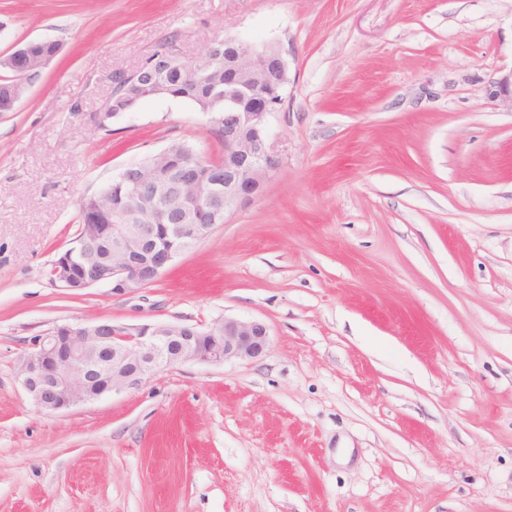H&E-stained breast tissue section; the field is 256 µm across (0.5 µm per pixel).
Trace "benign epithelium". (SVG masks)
<instances>
[{
	"label": "benign epithelium",
	"instance_id": "7a95c632",
	"mask_svg": "<svg viewBox=\"0 0 512 512\" xmlns=\"http://www.w3.org/2000/svg\"><path fill=\"white\" fill-rule=\"evenodd\" d=\"M227 56L224 79L244 95L224 94V112L213 121L224 124V163H205L191 149L167 146L159 156L185 161L183 174L169 185H148L130 164L95 191L105 198L115 188L125 190L133 205L110 224L81 225L75 244L61 252L51 266L52 283L70 293L107 285L124 295L154 283L175 260L206 240L223 223L226 213L260 194L277 167L269 138L268 118L288 85V62L280 48L260 47L240 38L206 43L193 57L175 53L174 67L197 76L208 75L213 61ZM51 59L30 56L23 45L0 56L1 78L16 108L33 86L30 70H43ZM492 98L512 112V70L496 82ZM192 196L179 216L170 200L185 184ZM269 346L267 326L257 320L226 319L206 330L190 324L115 326L110 321L87 325L60 324L38 338L20 360L19 376L34 403L58 412L104 395L137 389L156 373L177 364H222L231 359L257 360Z\"/></svg>",
	"mask_w": 512,
	"mask_h": 512
}]
</instances>
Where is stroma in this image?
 Wrapping results in <instances>:
<instances>
[{
    "label": "stroma",
    "instance_id": "obj_1",
    "mask_svg": "<svg viewBox=\"0 0 512 512\" xmlns=\"http://www.w3.org/2000/svg\"><path fill=\"white\" fill-rule=\"evenodd\" d=\"M227 37L288 61L262 193L148 287H55L83 195L224 154L187 101L99 129L113 73ZM35 40L60 52L0 112V512H512V0H0V54ZM225 318L262 359L61 412L20 381L59 324Z\"/></svg>",
    "mask_w": 512,
    "mask_h": 512
}]
</instances>
